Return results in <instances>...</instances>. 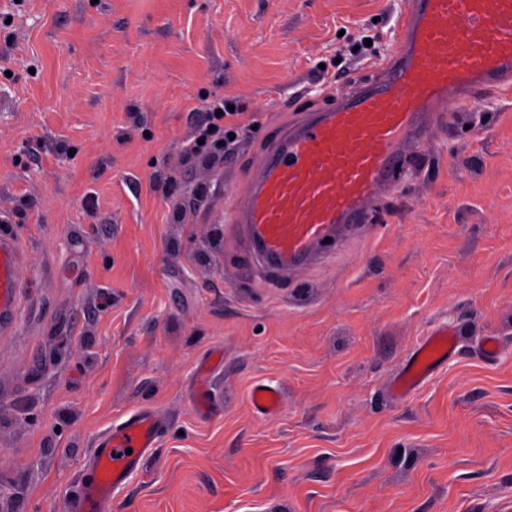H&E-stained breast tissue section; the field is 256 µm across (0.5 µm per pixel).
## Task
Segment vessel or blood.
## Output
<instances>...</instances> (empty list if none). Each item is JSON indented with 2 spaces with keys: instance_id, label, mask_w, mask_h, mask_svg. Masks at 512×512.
Returning a JSON list of instances; mask_svg holds the SVG:
<instances>
[{
  "instance_id": "1",
  "label": "vessel or blood",
  "mask_w": 512,
  "mask_h": 512,
  "mask_svg": "<svg viewBox=\"0 0 512 512\" xmlns=\"http://www.w3.org/2000/svg\"><path fill=\"white\" fill-rule=\"evenodd\" d=\"M390 54L367 66L329 107L293 105V120L270 122L251 156L245 193L224 205L231 276H262L279 286L322 264L330 246L360 224L399 185L396 171L420 152L448 108L512 83V0H408ZM19 241L0 233V335H11L23 304ZM455 348L448 324L434 326L401 369L397 395L424 385ZM280 388L256 385L253 412L278 414ZM162 413L141 408L97 435L69 512H107L117 490L157 447Z\"/></svg>"
}]
</instances>
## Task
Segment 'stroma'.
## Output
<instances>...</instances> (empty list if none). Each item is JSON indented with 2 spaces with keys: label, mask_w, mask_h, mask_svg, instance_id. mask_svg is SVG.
<instances>
[{
  "label": "stroma",
  "mask_w": 512,
  "mask_h": 512,
  "mask_svg": "<svg viewBox=\"0 0 512 512\" xmlns=\"http://www.w3.org/2000/svg\"><path fill=\"white\" fill-rule=\"evenodd\" d=\"M402 0H0V218L24 304L0 338V512H68L95 437L167 428L112 512H512V93H479L325 264L227 281L219 221L267 113L344 90ZM230 159L187 158L205 97ZM175 177L165 188L167 177ZM452 357L392 378L433 326ZM510 344L493 365L483 337ZM212 413L193 391L213 349ZM279 387L278 415L248 403ZM228 105H234V111L228 110ZM237 101L226 99L218 95L207 99L202 109V118L195 124L183 142V152L187 157L204 160H223L225 155L232 154L239 133L244 126L239 123V117L243 112ZM222 110V114H216ZM229 133H234V139H230ZM204 139V144L199 145L198 140ZM223 141V145L218 142ZM223 149V155L219 152Z\"/></svg>",
  "instance_id": "35a3bbf8"
}]
</instances>
